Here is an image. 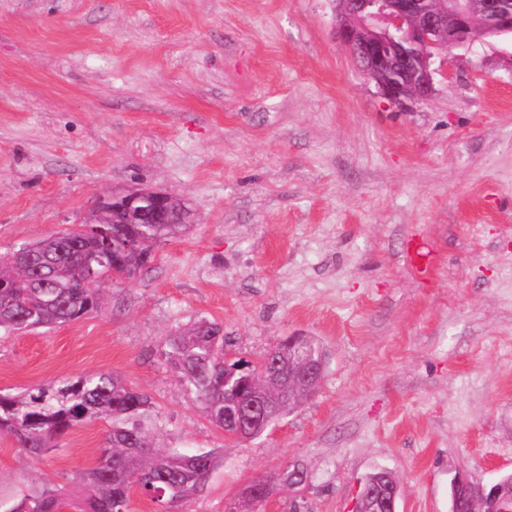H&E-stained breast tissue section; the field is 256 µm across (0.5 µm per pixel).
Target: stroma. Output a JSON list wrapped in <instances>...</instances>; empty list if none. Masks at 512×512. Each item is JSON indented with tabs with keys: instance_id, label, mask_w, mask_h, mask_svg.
Masks as SVG:
<instances>
[{
	"instance_id": "35a3bbf8",
	"label": "stroma",
	"mask_w": 512,
	"mask_h": 512,
	"mask_svg": "<svg viewBox=\"0 0 512 512\" xmlns=\"http://www.w3.org/2000/svg\"><path fill=\"white\" fill-rule=\"evenodd\" d=\"M333 0H0V253L92 220L101 197L177 195L194 224L78 321L0 335V392L115 373L178 452L221 455L174 512H224L299 462L261 512H353L384 470L397 512H448L460 476L512 472V39L434 59V92L384 98L336 38ZM425 240L420 282L404 257ZM206 317L229 361L291 336L317 393L225 439L165 338ZM105 422L33 455L0 435V512L73 492ZM294 464V467L291 469V465ZM288 465V469H283L276 481L264 479L266 484L263 485V489L258 491L255 487H253L254 482L250 483L246 486L242 492L229 500L226 504V510H235V507L239 506L240 500L244 498H248L251 496L261 495L262 499L259 498L257 500L248 502L244 505V511L242 512H255L256 506L261 505L262 500L264 502L271 501L270 499L274 498L278 493L279 487H288V489H305L311 483V472L307 467L300 463H293Z\"/></svg>"
}]
</instances>
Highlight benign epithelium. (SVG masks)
I'll return each instance as SVG.
<instances>
[{"mask_svg":"<svg viewBox=\"0 0 512 512\" xmlns=\"http://www.w3.org/2000/svg\"><path fill=\"white\" fill-rule=\"evenodd\" d=\"M336 29L363 74L388 100L402 104L423 100L433 92L432 50H447L476 38L512 36V0H336ZM98 209L112 212L114 224H191L192 210L176 196L153 189H137L99 201ZM302 370L285 372L281 362L267 368L268 358L258 364L261 375L287 383L293 395L303 384L320 385L323 359H314L311 338L290 336L278 353ZM280 413V403L253 390L248 405L224 412V436L235 441L257 437L270 428ZM311 472L300 463L283 469L262 490L253 485L229 500L233 510L240 500L262 496L265 502L279 487L305 489ZM396 491L388 489L370 497L373 512H395ZM452 504L466 502L471 512H512V481L496 480L475 487L457 477L451 485Z\"/></svg>","mask_w":512,"mask_h":512,"instance_id":"benign-epithelium-1","label":"benign epithelium"}]
</instances>
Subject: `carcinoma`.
I'll list each match as a JSON object with an SVG mask.
<instances>
[{"label":"carcinoma","mask_w":512,"mask_h":512,"mask_svg":"<svg viewBox=\"0 0 512 512\" xmlns=\"http://www.w3.org/2000/svg\"><path fill=\"white\" fill-rule=\"evenodd\" d=\"M91 224L84 233H52L25 245L33 260L0 254V331L8 334L75 321L100 308L102 289L89 288L87 275L112 272V249L119 264L137 272L154 259L155 247L178 236L185 224ZM168 359L179 378L192 386L209 420L224 428V403L248 399L236 382L254 365L224 358L221 324L201 318L166 340ZM103 420L106 446L81 472L82 495L73 499L50 490L23 499L8 512H129L131 489L162 505L161 512L200 495L218 464L213 452L182 455L155 442L157 415L142 391L112 373L80 377L58 388L40 387L22 396L0 394V434L39 454L67 431Z\"/></svg>","instance_id":"obj_1"}]
</instances>
